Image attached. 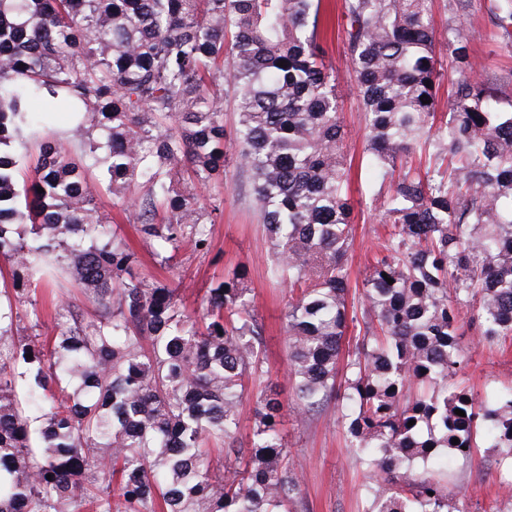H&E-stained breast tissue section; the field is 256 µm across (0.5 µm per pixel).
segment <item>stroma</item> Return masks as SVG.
Instances as JSON below:
<instances>
[{
    "label": "stroma",
    "mask_w": 512,
    "mask_h": 512,
    "mask_svg": "<svg viewBox=\"0 0 512 512\" xmlns=\"http://www.w3.org/2000/svg\"><path fill=\"white\" fill-rule=\"evenodd\" d=\"M464 20L482 34L481 39L473 43L471 56L482 62L490 75L512 94V48L506 47L487 9V0H472ZM340 93L344 122L350 132L349 150L358 159L351 186L354 243L347 266L351 281L359 282L385 235V228L380 214L370 208L365 194L375 174L369 165L360 161L364 126L361 99L356 87L346 81L341 83ZM203 201L218 207L211 227V250L205 255L193 253L187 247L180 250L176 272L181 279V296L189 309H196L211 282L223 277L225 268L246 266L256 313L265 325L266 363L280 386L283 402H290L292 388L286 377L284 321L289 290L272 284L265 276L268 245L262 226L250 208L249 188L235 177L219 178L205 193ZM96 206L108 221L117 223L119 232L136 251L137 274L160 276L153 258V243L137 233L132 214L115 206L111 186L102 187ZM466 357L468 365L460 376L464 383L481 392L512 387V342L476 340L469 343ZM285 430L290 459L303 477V500L298 512H362L361 474L334 412H327L307 426L287 420ZM429 469L446 479L450 491H462V498L456 502L458 512H499L500 489L512 480V471L499 466L493 454L484 448L467 458L440 455Z\"/></svg>",
    "instance_id": "35a3bbf8"
}]
</instances>
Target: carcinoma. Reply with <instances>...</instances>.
I'll list each match as a JSON object with an SVG mask.
<instances>
[{"label": "carcinoma", "mask_w": 512, "mask_h": 512, "mask_svg": "<svg viewBox=\"0 0 512 512\" xmlns=\"http://www.w3.org/2000/svg\"><path fill=\"white\" fill-rule=\"evenodd\" d=\"M433 2L342 3L364 154L382 176L372 202L391 226L355 302L352 158L322 0H0V276L13 281L0 289V512H292L301 494L247 268L188 310L175 285L137 276L92 168L169 269L185 245L211 249L216 207L200 192L230 166L248 180L268 278L291 288L295 418L336 409L364 512H458L425 465L468 456L481 435L512 464V390L482 397L457 381L462 313L484 340L512 337V95L468 54L471 0H443L453 22L440 35ZM488 9L511 39L512 0ZM439 36L459 72L448 82ZM36 99L80 116L82 143L105 132L107 156L52 138ZM57 272L94 310L51 299L59 321L42 337L38 295Z\"/></svg>", "instance_id": "cac0c4a2"}]
</instances>
